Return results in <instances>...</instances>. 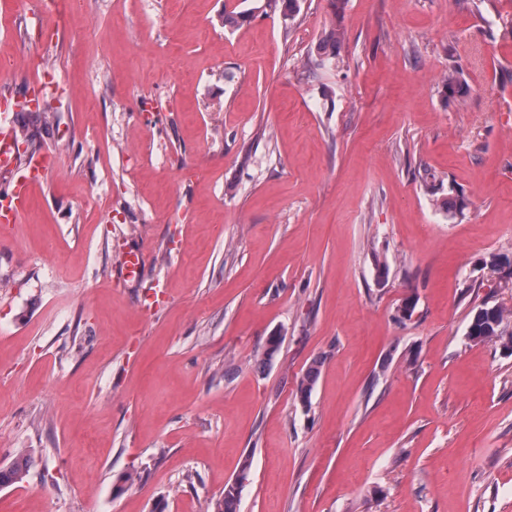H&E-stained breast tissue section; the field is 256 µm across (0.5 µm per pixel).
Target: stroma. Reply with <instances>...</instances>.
<instances>
[{
	"instance_id": "1",
	"label": "stroma",
	"mask_w": 512,
	"mask_h": 512,
	"mask_svg": "<svg viewBox=\"0 0 512 512\" xmlns=\"http://www.w3.org/2000/svg\"><path fill=\"white\" fill-rule=\"evenodd\" d=\"M510 28L512 0H84L57 33L0 0V87L46 85L57 154L0 228V469L29 456L0 512H204L246 460L237 512H512V353L468 336L512 311ZM344 38V31L341 27L337 26L335 29L327 32L319 41L317 46V66H324L326 62H331L336 59V49L341 44ZM330 49V50H328ZM442 86L445 96L459 103L466 102L471 94V87L460 70H449L442 78ZM505 308L501 305L483 306L472 315L468 336L473 341H499L505 349L512 352V333L505 332L503 321Z\"/></svg>"
}]
</instances>
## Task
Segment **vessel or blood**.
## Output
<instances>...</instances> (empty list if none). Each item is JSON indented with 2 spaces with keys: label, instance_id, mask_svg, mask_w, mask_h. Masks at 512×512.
Returning a JSON list of instances; mask_svg holds the SVG:
<instances>
[{
  "label": "vessel or blood",
  "instance_id": "vessel-or-blood-1",
  "mask_svg": "<svg viewBox=\"0 0 512 512\" xmlns=\"http://www.w3.org/2000/svg\"><path fill=\"white\" fill-rule=\"evenodd\" d=\"M54 166L49 152H27L17 145L13 124H0V170L11 177L0 185V224L18 223L33 201L32 188L41 184Z\"/></svg>",
  "mask_w": 512,
  "mask_h": 512
}]
</instances>
